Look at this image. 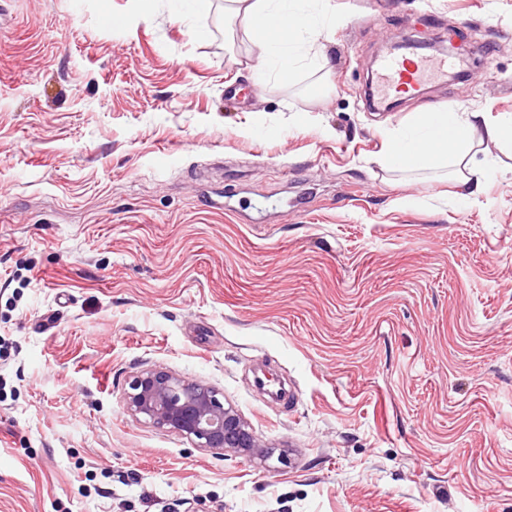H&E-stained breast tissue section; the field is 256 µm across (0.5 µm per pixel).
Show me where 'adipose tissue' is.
<instances>
[{
	"instance_id": "obj_1",
	"label": "adipose tissue",
	"mask_w": 512,
	"mask_h": 512,
	"mask_svg": "<svg viewBox=\"0 0 512 512\" xmlns=\"http://www.w3.org/2000/svg\"><path fill=\"white\" fill-rule=\"evenodd\" d=\"M233 12L241 16L246 30L258 47L261 74L284 77L297 68L323 69L329 64L323 32L334 26L335 17L322 6V0H231ZM281 21L278 34L263 32L261 21ZM512 132V116L493 119L484 112H413L402 127L386 132V147L379 165L390 171L435 169L452 165V181L460 196L480 195L488 172L498 170L494 157L484 166L473 163L475 154L488 143H499ZM404 148L407 159H398L397 148Z\"/></svg>"
}]
</instances>
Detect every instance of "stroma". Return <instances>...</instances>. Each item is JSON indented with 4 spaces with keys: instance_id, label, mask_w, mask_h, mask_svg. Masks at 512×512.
Instances as JSON below:
<instances>
[{
    "instance_id": "1",
    "label": "stroma",
    "mask_w": 512,
    "mask_h": 512,
    "mask_svg": "<svg viewBox=\"0 0 512 512\" xmlns=\"http://www.w3.org/2000/svg\"><path fill=\"white\" fill-rule=\"evenodd\" d=\"M225 4L0 0V512H512V179L376 162L512 114V0H327L329 71L267 80ZM403 39L468 74L367 111ZM155 366L287 461L136 421ZM512 130V115L492 119L487 112H412L402 127L385 129L386 147L377 159L390 171L435 169L452 162V181L458 195L476 198L490 171L512 174L499 168L498 161L487 155L484 167H476L473 158L488 143H499ZM404 148L409 157L399 160L396 148Z\"/></svg>"
}]
</instances>
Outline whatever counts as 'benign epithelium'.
<instances>
[{"mask_svg":"<svg viewBox=\"0 0 512 512\" xmlns=\"http://www.w3.org/2000/svg\"><path fill=\"white\" fill-rule=\"evenodd\" d=\"M127 412L137 421L173 433L196 448L267 459L271 452L224 392L189 381L164 368L136 372L124 392Z\"/></svg>","mask_w":512,"mask_h":512,"instance_id":"benign-epithelium-1","label":"benign epithelium"}]
</instances>
